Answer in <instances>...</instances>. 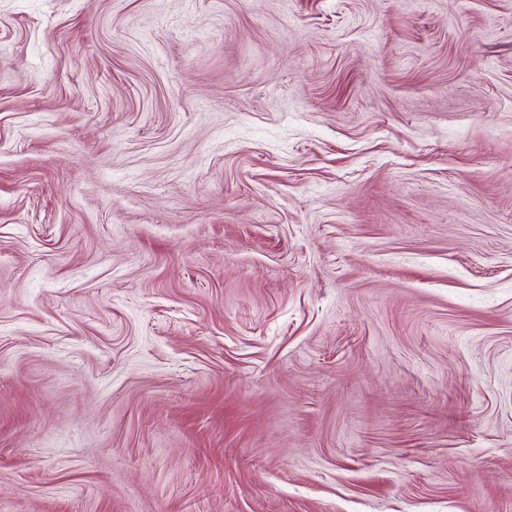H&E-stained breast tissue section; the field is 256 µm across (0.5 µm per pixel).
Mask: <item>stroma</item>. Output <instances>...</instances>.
<instances>
[{"mask_svg": "<svg viewBox=\"0 0 512 512\" xmlns=\"http://www.w3.org/2000/svg\"><path fill=\"white\" fill-rule=\"evenodd\" d=\"M0 512H512V0H0Z\"/></svg>", "mask_w": 512, "mask_h": 512, "instance_id": "stroma-1", "label": "stroma"}]
</instances>
